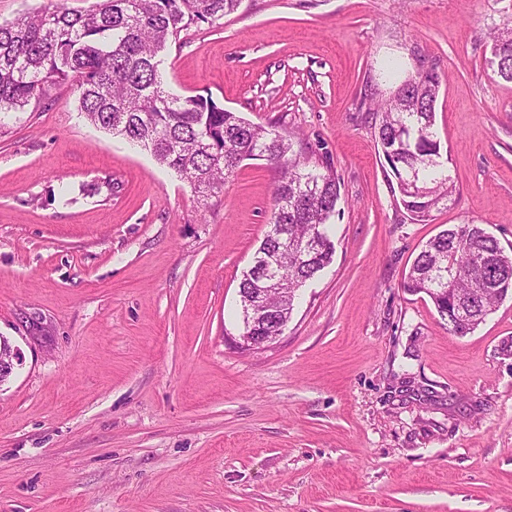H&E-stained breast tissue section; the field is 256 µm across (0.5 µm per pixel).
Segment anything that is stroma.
I'll return each instance as SVG.
<instances>
[{"mask_svg":"<svg viewBox=\"0 0 512 512\" xmlns=\"http://www.w3.org/2000/svg\"><path fill=\"white\" fill-rule=\"evenodd\" d=\"M512 0H242L181 32L170 92L298 133L340 182L333 260L268 347L239 283L273 172L204 198L52 90L0 130V512H512V296L465 336L404 290L423 245L480 224L512 251ZM436 65L452 200L399 201L365 98ZM492 53L497 75L506 82H512V31L500 32L493 38ZM23 359L17 348L0 337V386L9 381L16 368L22 365Z\"/></svg>","mask_w":512,"mask_h":512,"instance_id":"1","label":"stroma"}]
</instances>
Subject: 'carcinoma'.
<instances>
[{
	"instance_id": "obj_1",
	"label": "carcinoma",
	"mask_w": 512,
	"mask_h": 512,
	"mask_svg": "<svg viewBox=\"0 0 512 512\" xmlns=\"http://www.w3.org/2000/svg\"><path fill=\"white\" fill-rule=\"evenodd\" d=\"M240 3L96 0L85 11L57 5L1 23L0 130L45 100L50 86L69 83L88 123L141 146L204 197L217 193L243 161H266L277 173L272 225L239 284L242 301L254 288L271 289V309L258 331L266 335L288 324L294 289L332 261L329 220L340 183L331 169L294 151L292 139L209 95L180 97L167 89L160 65L168 44L194 25L222 26ZM492 53L497 75L512 82V31L494 36ZM441 83L430 70L368 107L378 117V145L401 204L422 221L455 192L433 130ZM285 239L297 249L286 248ZM404 289L428 294L448 330L465 336L512 291V254L479 224L452 225L426 242Z\"/></svg>"
}]
</instances>
